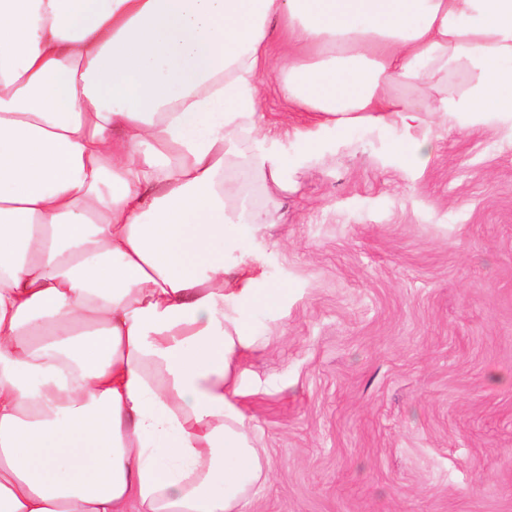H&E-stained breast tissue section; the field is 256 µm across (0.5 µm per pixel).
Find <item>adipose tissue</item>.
<instances>
[{
  "mask_svg": "<svg viewBox=\"0 0 512 512\" xmlns=\"http://www.w3.org/2000/svg\"><path fill=\"white\" fill-rule=\"evenodd\" d=\"M268 79L307 149L512 118V0H0V512H242L231 369L287 290L224 172L288 188L237 155Z\"/></svg>",
  "mask_w": 512,
  "mask_h": 512,
  "instance_id": "1",
  "label": "adipose tissue"
}]
</instances>
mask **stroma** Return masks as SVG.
Masks as SVG:
<instances>
[{"mask_svg":"<svg viewBox=\"0 0 512 512\" xmlns=\"http://www.w3.org/2000/svg\"><path fill=\"white\" fill-rule=\"evenodd\" d=\"M266 86L287 192L232 175L228 209L288 290L236 359L269 478L244 512H512V121L357 127L304 153ZM432 141L416 166L393 145Z\"/></svg>","mask_w":512,"mask_h":512,"instance_id":"35a3bbf8","label":"stroma"}]
</instances>
